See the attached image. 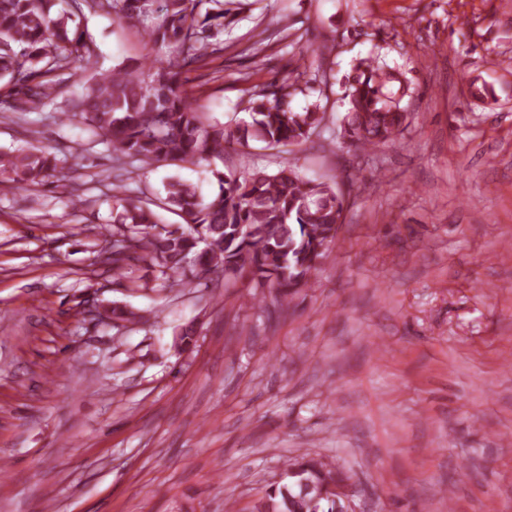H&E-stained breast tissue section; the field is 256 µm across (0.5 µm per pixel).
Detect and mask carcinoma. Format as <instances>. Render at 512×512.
Listing matches in <instances>:
<instances>
[{
  "label": "carcinoma",
  "instance_id": "cac0c4a2",
  "mask_svg": "<svg viewBox=\"0 0 512 512\" xmlns=\"http://www.w3.org/2000/svg\"><path fill=\"white\" fill-rule=\"evenodd\" d=\"M0 0V79L11 85L12 112H42L62 93L51 72L97 66L92 41L73 16L86 5L136 30L146 53L95 74L63 113L102 138L113 168L131 176L143 169L224 159L251 142L288 151L304 145L322 125L319 108L296 111L294 83L250 97L251 121L206 124L184 86L183 73L220 50L219 36L235 0ZM211 4L201 10L203 3ZM350 84L343 136L349 168L375 147L394 141L407 119L409 86L374 55L360 60ZM60 160L44 147L0 151V177L26 190L65 179ZM164 204L183 223L164 224L149 207L119 191L112 200V272L127 261L149 260L170 285L192 276L217 283L246 279L272 296L269 314L290 310L293 297L328 260L342 227V186L305 177L294 164L269 174H217L204 196L178 179L164 185ZM347 482L335 464L301 457L253 504L251 512H346L343 497L326 492L327 480Z\"/></svg>",
  "mask_w": 512,
  "mask_h": 512
}]
</instances>
